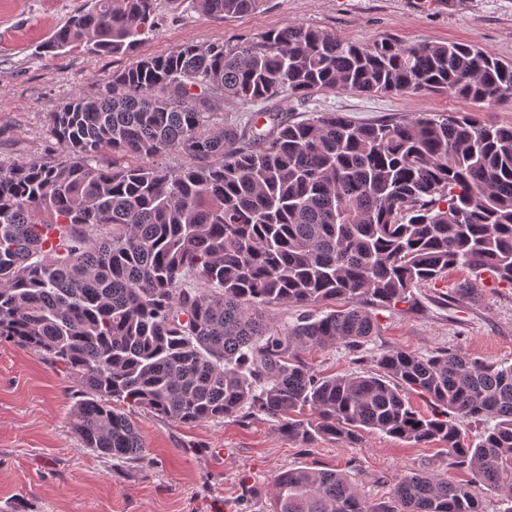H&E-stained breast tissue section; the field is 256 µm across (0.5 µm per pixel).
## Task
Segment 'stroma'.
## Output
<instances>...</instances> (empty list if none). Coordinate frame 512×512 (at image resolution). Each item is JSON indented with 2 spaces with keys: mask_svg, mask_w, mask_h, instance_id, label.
Wrapping results in <instances>:
<instances>
[{
  "mask_svg": "<svg viewBox=\"0 0 512 512\" xmlns=\"http://www.w3.org/2000/svg\"><path fill=\"white\" fill-rule=\"evenodd\" d=\"M93 0H0V162L22 164L52 153L49 115L79 94L90 95L113 72L138 58L186 43L239 40L288 24H304L370 44L458 42L512 60V0H267L258 11L224 19L203 15L195 0H154L156 25L126 55L75 50L45 56L57 29L88 11ZM289 117L343 113L358 123L422 113L467 112L512 124L511 102L465 101L427 93L366 96L317 90L283 97ZM476 300L444 304L461 282ZM413 304L375 309L377 336L356 352L337 344L305 355L319 374L373 370L377 353L400 348L426 356L449 348L486 362L512 365V288L485 286L479 273L449 272L413 291ZM73 378L39 353L0 340V512H271L280 472L304 467L343 469L374 502L389 500L398 478L431 472L451 480L439 443L418 446L382 433L353 446L319 438L289 439L258 414L183 424L140 410L131 417L147 448L142 463H119L84 448L71 422Z\"/></svg>",
  "mask_w": 512,
  "mask_h": 512,
  "instance_id": "35a3bbf8",
  "label": "stroma"
}]
</instances>
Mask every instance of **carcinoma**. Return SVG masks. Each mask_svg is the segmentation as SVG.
Masks as SVG:
<instances>
[{
    "instance_id": "1",
    "label": "carcinoma",
    "mask_w": 512,
    "mask_h": 512,
    "mask_svg": "<svg viewBox=\"0 0 512 512\" xmlns=\"http://www.w3.org/2000/svg\"><path fill=\"white\" fill-rule=\"evenodd\" d=\"M263 2L196 0L219 19ZM154 26L153 0H95L50 49L132 53ZM319 89L511 101L512 63L289 24L113 73L49 114L59 153L0 164V339L74 377L73 430L102 457H145L117 402L180 423L260 413L302 442H439L471 474H405L387 505L342 470L294 468L274 479L272 512H483L485 491L512 512V365L392 349L371 372L322 376L303 358L360 350L377 333L372 309L452 269L512 286V125L281 115V97ZM226 96L263 105L270 126L224 123ZM173 151L190 162H160ZM336 300L346 308L314 310ZM276 306L304 312L281 327ZM407 390L439 412L415 410ZM472 420L485 424L475 439Z\"/></svg>"
}]
</instances>
